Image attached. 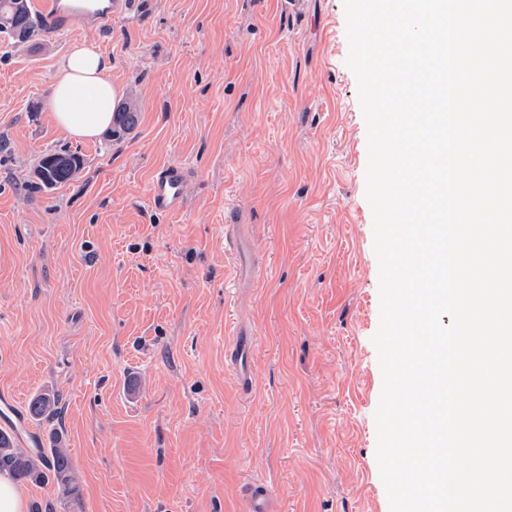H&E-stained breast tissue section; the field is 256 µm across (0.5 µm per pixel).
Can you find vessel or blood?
Returning a JSON list of instances; mask_svg holds the SVG:
<instances>
[{
  "instance_id": "obj_1",
  "label": "vessel or blood",
  "mask_w": 512,
  "mask_h": 512,
  "mask_svg": "<svg viewBox=\"0 0 512 512\" xmlns=\"http://www.w3.org/2000/svg\"><path fill=\"white\" fill-rule=\"evenodd\" d=\"M132 0H101L90 5L86 0H75L63 5L61 0H34L33 7L41 16L48 35H60L68 31L73 19L88 21L100 30L112 29V21L129 13ZM188 174L183 166L170 165L155 174L147 192L151 210L166 214L181 213L187 206L186 183ZM228 357L239 382L251 386L254 379L253 341L251 338L235 337L228 349ZM270 492L262 483L248 486L246 501L248 512H271Z\"/></svg>"
}]
</instances>
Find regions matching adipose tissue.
<instances>
[{"instance_id": "obj_1", "label": "adipose tissue", "mask_w": 512, "mask_h": 512, "mask_svg": "<svg viewBox=\"0 0 512 512\" xmlns=\"http://www.w3.org/2000/svg\"><path fill=\"white\" fill-rule=\"evenodd\" d=\"M112 59L92 41L78 40L59 63L50 97L53 122L69 137L92 139L112 124L122 89Z\"/></svg>"}]
</instances>
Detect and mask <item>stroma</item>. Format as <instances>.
I'll return each mask as SVG.
<instances>
[{"label":"stroma","instance_id":"stroma-1","mask_svg":"<svg viewBox=\"0 0 512 512\" xmlns=\"http://www.w3.org/2000/svg\"><path fill=\"white\" fill-rule=\"evenodd\" d=\"M111 32L74 22L36 47L0 40V393L38 391L78 501L54 512H390L376 459L379 264L367 126L346 64L343 0H134ZM112 59L138 127L75 140L50 116L76 40ZM75 177L31 189L47 151ZM184 166L187 207L153 212L157 170ZM234 225L240 254L224 249ZM254 340L243 392L225 358ZM60 404L59 395L51 390H44L37 393L28 404L29 415L37 420L55 415ZM270 492L264 483H255L247 487L246 501L249 512H271Z\"/></svg>","mask_w":512,"mask_h":512}]
</instances>
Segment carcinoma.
Instances as JSON below:
<instances>
[{
	"mask_svg": "<svg viewBox=\"0 0 512 512\" xmlns=\"http://www.w3.org/2000/svg\"><path fill=\"white\" fill-rule=\"evenodd\" d=\"M42 31L39 17L32 9L31 0H0V37L12 45H26L34 41ZM139 121V109L132 101L122 103L115 111L112 136L120 138L133 130ZM84 158L78 151L54 150L40 155L34 174L35 187L51 190L61 186L83 167ZM59 395L51 390L37 393L28 404L29 415L40 420L58 412ZM47 448L23 450L17 446L14 436L0 431V473L15 479L42 484L48 480L56 483L61 496L69 501L79 500V485L72 466L69 449L63 441V433L54 431Z\"/></svg>",
	"mask_w": 512,
	"mask_h": 512,
	"instance_id": "1",
	"label": "carcinoma"
}]
</instances>
